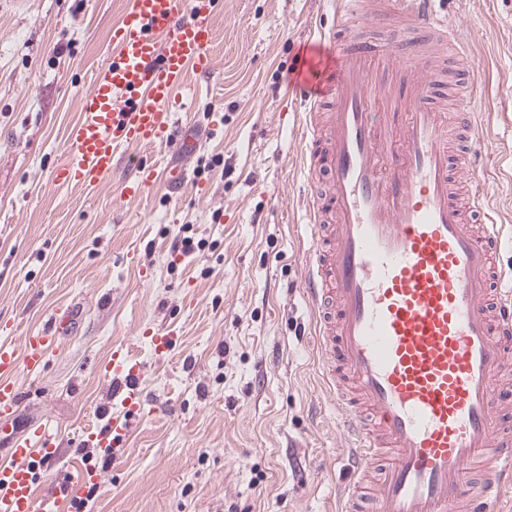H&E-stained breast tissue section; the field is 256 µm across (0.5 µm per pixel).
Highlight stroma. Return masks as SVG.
Here are the masks:
<instances>
[{"instance_id":"1","label":"stroma","mask_w":512,"mask_h":512,"mask_svg":"<svg viewBox=\"0 0 512 512\" xmlns=\"http://www.w3.org/2000/svg\"><path fill=\"white\" fill-rule=\"evenodd\" d=\"M125 0H5L0 6V342L68 312L38 372L19 370L13 426L44 427L60 453L38 512L64 497L76 462L96 471L94 512H341L349 446L323 388L300 292L309 260L307 173L292 95L326 0H223L212 74L174 108L197 145L137 148L110 188L54 186L81 120L79 97L111 51ZM470 43V103L483 162L468 180L512 225V0H456ZM220 166H211L213 156ZM182 168V190L123 196L138 167ZM200 249H173L180 225ZM170 334L155 352V334ZM123 348L145 402L122 447L89 446L88 424L123 415L103 370Z\"/></svg>"}]
</instances>
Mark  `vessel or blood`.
Returning <instances> with one entry per match:
<instances>
[{
    "label": "vessel or blood",
    "mask_w": 512,
    "mask_h": 512,
    "mask_svg": "<svg viewBox=\"0 0 512 512\" xmlns=\"http://www.w3.org/2000/svg\"><path fill=\"white\" fill-rule=\"evenodd\" d=\"M438 0H334L318 39L331 65L305 99L302 165L323 172L306 211L312 255L303 293L322 375L353 441L359 479L379 456L374 512H505L512 501V433L499 377L512 368V267L496 262L505 237L487 194L462 188L477 158L465 108L475 81L446 78L465 43ZM217 0H126L112 56L78 100L82 120L56 167L58 186H102L137 147L180 148L190 130L171 120L189 71L211 73ZM402 22L401 44L378 53L360 30L381 14ZM177 167L142 169L123 194L163 184ZM64 326L52 315L21 344H0V512H36L41 471L58 456L44 427L11 426L19 368L42 369ZM123 382L125 415L92 429L97 447L119 446L143 397L140 368L117 349L106 365Z\"/></svg>",
    "instance_id": "vessel-or-blood-1"
}]
</instances>
